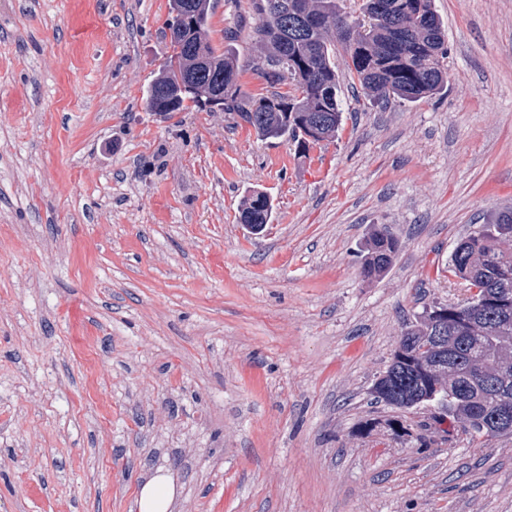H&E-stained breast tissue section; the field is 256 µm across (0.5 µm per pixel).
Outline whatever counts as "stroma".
Wrapping results in <instances>:
<instances>
[{
  "label": "stroma",
  "mask_w": 512,
  "mask_h": 512,
  "mask_svg": "<svg viewBox=\"0 0 512 512\" xmlns=\"http://www.w3.org/2000/svg\"><path fill=\"white\" fill-rule=\"evenodd\" d=\"M444 90L370 104L299 154L232 112L145 108L167 0L0 6V512H512V435L402 441L375 403L408 320L470 293L448 262L512 208V0H434ZM249 0L209 40L264 95ZM266 191L271 224L239 222ZM399 242L366 282L371 225ZM175 494L171 479L166 475H158L141 487L137 498L138 511L170 512Z\"/></svg>",
  "instance_id": "35a3bbf8"
}]
</instances>
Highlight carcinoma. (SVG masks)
<instances>
[{
	"label": "carcinoma",
	"instance_id": "obj_1",
	"mask_svg": "<svg viewBox=\"0 0 512 512\" xmlns=\"http://www.w3.org/2000/svg\"><path fill=\"white\" fill-rule=\"evenodd\" d=\"M270 0H250L258 23L261 49L254 71L271 87L289 90L251 96L241 90L238 57L217 52L208 40L212 0H168V28L180 35L179 46L161 65L145 94L146 108L164 115L197 108L235 113L264 139L297 137L312 126L321 140L333 139L343 120L336 45L349 57V79L375 103H414L444 87L448 47L433 0H363V18L351 20L339 0H279L282 9L267 12ZM300 4L304 15L289 5ZM273 205L255 191L242 208L244 224H268ZM512 210L495 213L460 238L448 262V275L490 303L479 313L467 305L448 304L447 315L432 316L437 304L424 308L401 336L391 362L373 386L375 399L414 395L429 403L435 387L448 396V408L419 428L464 421L476 437L489 432L493 416L512 402V315L493 304L508 298L512 308ZM398 251V240L384 224L371 225L362 255L365 281L382 277Z\"/></svg>",
	"mask_w": 512,
	"mask_h": 512
}]
</instances>
